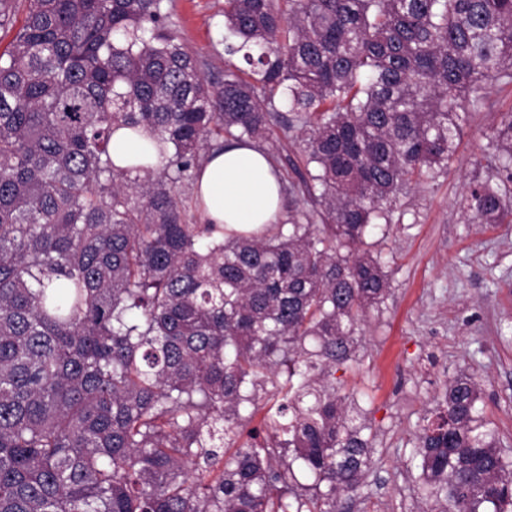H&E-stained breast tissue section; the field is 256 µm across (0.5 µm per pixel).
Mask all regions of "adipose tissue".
Segmentation results:
<instances>
[{
    "label": "adipose tissue",
    "mask_w": 512,
    "mask_h": 512,
    "mask_svg": "<svg viewBox=\"0 0 512 512\" xmlns=\"http://www.w3.org/2000/svg\"><path fill=\"white\" fill-rule=\"evenodd\" d=\"M111 157L117 167H162L166 158L145 129H118L112 135ZM202 219L241 230L278 223L280 182L268 157L254 144L235 140L211 150L194 178Z\"/></svg>",
    "instance_id": "adipose-tissue-1"
}]
</instances>
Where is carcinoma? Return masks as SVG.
<instances>
[{"instance_id": "cac0c4a2", "label": "carcinoma", "mask_w": 512, "mask_h": 512, "mask_svg": "<svg viewBox=\"0 0 512 512\" xmlns=\"http://www.w3.org/2000/svg\"><path fill=\"white\" fill-rule=\"evenodd\" d=\"M24 2L0 51V512H336L374 454L332 381L389 288L365 236L512 82V0H224L220 83L165 0ZM278 100L311 209L189 223L201 155L266 137ZM140 126L171 153L133 176L110 144ZM488 148L465 208L512 224L511 112ZM479 402L451 379L413 451L446 512H512Z\"/></svg>"}]
</instances>
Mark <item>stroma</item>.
<instances>
[{
  "label": "stroma",
  "instance_id": "1",
  "mask_svg": "<svg viewBox=\"0 0 512 512\" xmlns=\"http://www.w3.org/2000/svg\"><path fill=\"white\" fill-rule=\"evenodd\" d=\"M181 42L202 73L224 78V0H167ZM512 111V85L490 87L472 112L449 174L404 186L380 243L390 289L355 335L356 363L336 372L340 393L370 427L376 451L363 486L338 512H432L412 459L423 419L464 372L480 385L486 417L512 454V224H474L463 201L474 177H487V137ZM283 115L260 149L283 186L301 151Z\"/></svg>",
  "mask_w": 512,
  "mask_h": 512
}]
</instances>
